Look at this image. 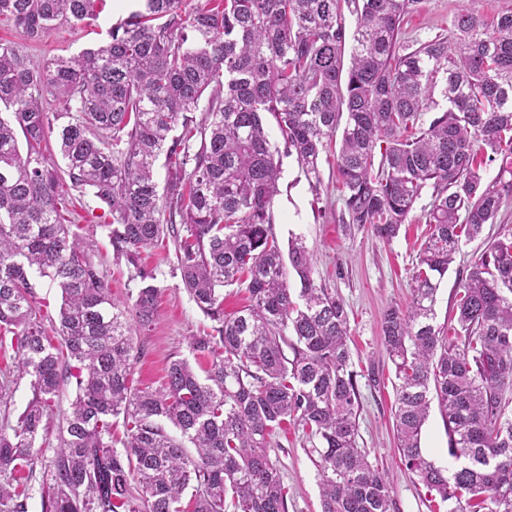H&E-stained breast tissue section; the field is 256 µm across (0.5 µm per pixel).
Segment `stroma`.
I'll return each mask as SVG.
<instances>
[{
    "label": "stroma",
    "instance_id": "stroma-1",
    "mask_svg": "<svg viewBox=\"0 0 512 512\" xmlns=\"http://www.w3.org/2000/svg\"><path fill=\"white\" fill-rule=\"evenodd\" d=\"M467 7L485 17L512 8V0H421L418 11L403 24L405 38L425 41L447 33L452 13ZM136 0H106L94 24L79 28L67 24L52 30L39 43L25 40L21 30L0 24V43L25 52L31 60L56 55L72 56L106 39L113 24L136 10ZM280 193L273 208V233L280 247L294 238L303 239L313 255L316 284L336 291L349 314L353 368L360 391L358 447L382 470L395 501V512H448L440 500L430 499L416 475L402 465L394 431V366L382 345L381 317L390 306H406L411 297V279L418 253L431 229L425 213L432 201L423 192L400 234L387 242L367 228L343 223L342 183L337 158L322 155V183L311 188L295 157L281 155ZM69 205L63 217L71 232L89 249L118 300L134 292L126 263L115 262L107 228L112 220L108 207L91 192L64 185ZM512 228V204L506 206L494 224L485 225L480 237L463 245L442 281L436 296V325L452 330L455 294L488 243ZM174 244L148 248L140 255L141 265L153 269L160 288L157 316L149 328L134 329L133 344L142 353L133 370L134 386L159 387L166 368L176 357L192 359L197 372H205L210 360L193 357L188 340L210 325L184 289L181 274L174 267ZM422 447L429 460L442 468L454 464L448 454V435L438 407H431L422 432ZM269 454L282 468L287 491L288 512H320L318 472L305 448L301 427L285 422L272 432Z\"/></svg>",
    "mask_w": 512,
    "mask_h": 512
}]
</instances>
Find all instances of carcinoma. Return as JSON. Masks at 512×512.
<instances>
[{
    "label": "carcinoma",
    "instance_id": "carcinoma-1",
    "mask_svg": "<svg viewBox=\"0 0 512 512\" xmlns=\"http://www.w3.org/2000/svg\"><path fill=\"white\" fill-rule=\"evenodd\" d=\"M99 2L0 0V21L38 41L63 23L92 25ZM420 2L141 0L107 40L78 55L36 63L0 44L8 111L0 114V344L11 336L15 353L14 369L0 370V405L25 377L31 392L16 421L0 417V512H28L16 475L33 480L39 468L52 485L41 512H185L188 490L191 512H288L281 469L267 453L286 420L319 455L321 512H394L385 475L357 447L345 302L315 283L302 240L285 255L272 232L281 167L265 114L314 188L321 156L340 136L346 224L382 240L397 237L432 187L434 229L411 301L381 321L398 380L399 454L448 512H512V232L490 242L460 282L453 335L437 327L434 309L456 253L512 202L511 159L493 181L483 177L512 145V10L489 22L462 8L447 35L407 40L403 22ZM48 91L68 112L46 111ZM63 116L58 146L69 180L110 208L113 256L139 282L127 302L112 297L61 221V176L41 143ZM167 235L184 288L215 322L189 349L215 358L203 381L178 358L160 387L136 388L132 326L152 324L159 292L154 270L137 258ZM33 272L61 291L47 323ZM233 285L251 304L228 318L221 291ZM71 383L75 398L61 411L55 398ZM434 401L457 462L450 472L421 447ZM54 416L49 458L44 420ZM119 416L120 452L112 446Z\"/></svg>",
    "mask_w": 512,
    "mask_h": 512
}]
</instances>
